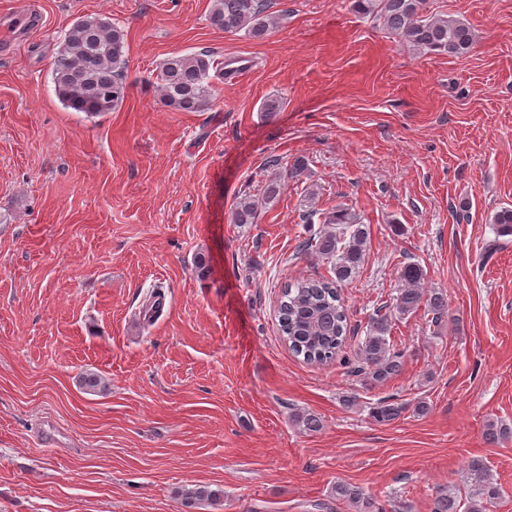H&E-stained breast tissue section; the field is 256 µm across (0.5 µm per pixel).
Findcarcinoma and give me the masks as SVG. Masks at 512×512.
<instances>
[{
  "label": "carcinoma",
  "mask_w": 512,
  "mask_h": 512,
  "mask_svg": "<svg viewBox=\"0 0 512 512\" xmlns=\"http://www.w3.org/2000/svg\"><path fill=\"white\" fill-rule=\"evenodd\" d=\"M353 7L363 15L379 20L390 33L400 37L421 54L463 56L473 47L475 37L468 24L454 17L425 13L426 0H354ZM267 0H215L210 22L226 32L246 30L262 37L277 24L266 14ZM126 35L124 31L99 16L82 17L65 34L53 62L55 91L67 108L89 117L114 110L124 97ZM213 54L201 51L191 55L173 56L159 67L156 79L163 90L166 104L181 112H200L211 104ZM305 162L297 159L285 171L266 183L262 196L245 198L234 212V223L251 224L258 210L274 201L288 179L301 176ZM323 224L341 226L339 231H319L303 243L307 250L327 260L332 276L300 280L284 286L278 307V326L285 343L294 355L310 364L335 360L346 347L348 318L341 301L340 288L353 280L363 260L367 239L365 225L356 215L338 210L321 220ZM500 236L512 235V206H504L491 217ZM424 269L406 262L399 269L403 288L399 289L393 309L410 313L423 307L439 322L448 310V299L439 292L424 293L418 288ZM392 313L387 306L376 308L368 322L366 336L359 345L353 372L371 383H383L397 375L402 367V353L391 344ZM405 405L389 398L372 408L379 423L391 422L401 416ZM485 438L497 444L512 438V428L487 426ZM466 480L470 497L464 499L453 489H439L432 502V512H486L497 500L501 487L492 479L487 465L474 459L468 466ZM330 495L358 508V512H384V508L363 487L338 482Z\"/></svg>",
  "instance_id": "cac0c4a2"
}]
</instances>
